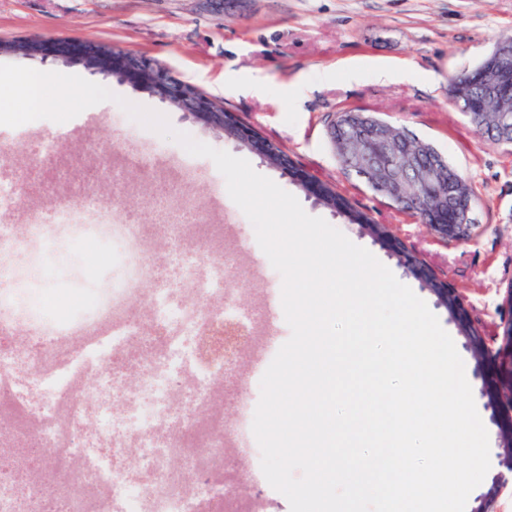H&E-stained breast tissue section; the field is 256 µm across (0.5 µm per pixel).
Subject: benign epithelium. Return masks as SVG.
I'll list each match as a JSON object with an SVG mask.
<instances>
[{
    "label": "benign epithelium",
    "instance_id": "obj_1",
    "mask_svg": "<svg viewBox=\"0 0 512 512\" xmlns=\"http://www.w3.org/2000/svg\"><path fill=\"white\" fill-rule=\"evenodd\" d=\"M0 51L43 60L58 62L64 59L70 63H82L100 73L117 76L135 87L147 89L170 105H179L187 99L186 82L174 76L164 80L157 79L155 72L158 65L155 63L118 68L112 64V57L102 51L88 50L85 41L81 39H68L65 52L57 38L37 39L33 42L17 40L11 49L3 48ZM464 80L478 85L481 90V97L469 102L464 113L474 127L482 129L485 102L512 99V41L505 38L497 41L495 48L486 55L480 66L467 71ZM184 112L213 131H224L222 127H215L212 119L213 104L205 95L193 99L184 108ZM346 119L352 130V137L344 144L343 151L348 155V162L364 170V177L369 185L384 189V196L409 212L416 207L423 209L422 223L439 236L456 237L460 231L473 228L472 199L463 195L457 184L450 183L443 177L439 165L435 164L421 174L420 186L428 201V205H421L419 198H411L401 189L402 177L405 170L414 165L416 152L408 147L395 153L384 150V146L393 141L394 128L375 120L366 112H349ZM359 142L370 143L376 147L375 159L369 161L366 155L350 150L351 144ZM287 177L303 183L310 197L321 193L320 181L310 177L302 169L288 173ZM462 336L468 348L471 349L476 344L485 348L484 355L476 360L474 374L482 380L485 379L483 369L485 363H490L494 377L493 383L484 384L482 390V395L486 397L485 408L491 411L490 419L499 429V439L506 436L512 439V423L507 430L502 426L503 418L512 419V318L503 329L501 344L494 349L487 345L484 336L476 335L471 329L462 331Z\"/></svg>",
    "mask_w": 512,
    "mask_h": 512
}]
</instances>
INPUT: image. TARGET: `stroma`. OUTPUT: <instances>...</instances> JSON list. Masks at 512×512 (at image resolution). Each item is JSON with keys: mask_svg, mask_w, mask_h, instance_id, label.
Listing matches in <instances>:
<instances>
[{"mask_svg": "<svg viewBox=\"0 0 512 512\" xmlns=\"http://www.w3.org/2000/svg\"><path fill=\"white\" fill-rule=\"evenodd\" d=\"M512 33V0H0V39L75 36L111 43L158 62L175 76L206 92L226 111L254 126L288 155L374 221L389 225L408 251L426 261L464 296L472 323L495 338L512 316L503 305L512 286V146L478 134L452 103L448 82L477 65L497 38ZM13 64L41 71L75 74L101 84L130 102L164 114L171 127L195 140L244 158L253 169L287 192L296 193L304 211L325 219L356 245L368 249L396 278L423 299L453 338L466 373L475 360L434 295L359 225L296 192L288 177L257 155L162 103L148 90L84 66L63 65L22 56ZM343 110H363L406 126L432 141L470 183L477 228L471 240L435 237L410 213L346 177L328 140V128ZM73 136L53 139L56 122L40 119L16 128L0 126V156L11 176L0 179V192L14 226L30 212L51 223L57 203L77 197L66 180L41 187L26 181L34 159L46 173L83 160L91 169L118 171L114 181H97L96 195L117 201L126 217L146 227L144 249L162 264L169 255L162 226L170 218L154 201L174 196L195 200L208 223L224 227L225 252L238 258L244 293L242 309L263 307L280 294L282 278L256 240L255 229L230 198L214 163L189 155L173 140L131 120L113 102L89 107L70 120ZM76 276L55 266L44 271L56 302L73 306L80 284H95L112 268L110 249L84 244L72 255ZM243 353L238 373L225 382L227 424L251 429L260 398L262 374L252 371ZM253 388L241 404L239 374ZM475 404L482 382L470 381ZM481 419L489 414L483 411ZM491 467L478 493H492L495 512H512V490H498L507 474L498 429L487 427Z\"/></svg>", "mask_w": 512, "mask_h": 512, "instance_id": "obj_1", "label": "stroma"}]
</instances>
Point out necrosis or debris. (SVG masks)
<instances>
[{
    "label": "necrosis or debris",
    "instance_id": "necrosis-or-debris-1",
    "mask_svg": "<svg viewBox=\"0 0 512 512\" xmlns=\"http://www.w3.org/2000/svg\"><path fill=\"white\" fill-rule=\"evenodd\" d=\"M89 197L64 223L31 219L22 234L0 225V512H248L251 472L236 464L237 431L224 422V367L205 355L211 334L236 318L246 347L264 344L257 313H240V289L220 254L179 265V295L144 294L153 264L138 224ZM124 249L104 284L83 289L79 310L57 309L35 268L11 252L44 240ZM149 307V327L128 320ZM182 462L189 477L171 476Z\"/></svg>",
    "mask_w": 512,
    "mask_h": 512
}]
</instances>
